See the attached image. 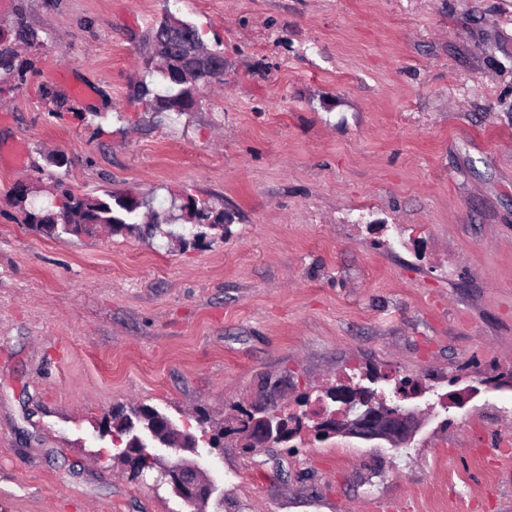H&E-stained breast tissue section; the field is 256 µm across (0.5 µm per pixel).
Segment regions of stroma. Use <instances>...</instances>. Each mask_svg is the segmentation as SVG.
Segmentation results:
<instances>
[{
	"label": "stroma",
	"mask_w": 512,
	"mask_h": 512,
	"mask_svg": "<svg viewBox=\"0 0 512 512\" xmlns=\"http://www.w3.org/2000/svg\"><path fill=\"white\" fill-rule=\"evenodd\" d=\"M19 10L48 41L0 95V512H191L117 461L113 407L197 434L346 373L385 398L420 380L413 440L199 442L208 512H512V0H0V21ZM167 12L229 62L181 115L133 97L163 86ZM57 176L229 221L185 249L49 237L10 189L44 204Z\"/></svg>",
	"instance_id": "obj_1"
}]
</instances>
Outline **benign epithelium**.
I'll use <instances>...</instances> for the list:
<instances>
[{"mask_svg":"<svg viewBox=\"0 0 512 512\" xmlns=\"http://www.w3.org/2000/svg\"><path fill=\"white\" fill-rule=\"evenodd\" d=\"M184 74L191 73L200 81L224 78L226 63H216L209 58L194 41L185 40L171 51L165 50ZM182 210L192 219V224H215L217 215H209L197 206L192 195L182 197ZM404 396L396 394V400L387 401L376 396L371 390L358 386L351 390L336 393V401L341 408L314 417L313 433L321 439L335 436L353 437L364 440H384L394 447H401L412 440L420 427L419 415L404 407ZM257 425V440L264 445L288 441V414L274 405L262 410V416L254 419ZM149 457L161 464L164 481L173 492L194 512H207L206 507L212 495V485L203 468L179 456L165 458L147 451V446L137 441L122 449L118 457L134 467L141 457Z\"/></svg>","mask_w":512,"mask_h":512,"instance_id":"obj_1","label":"benign epithelium"}]
</instances>
